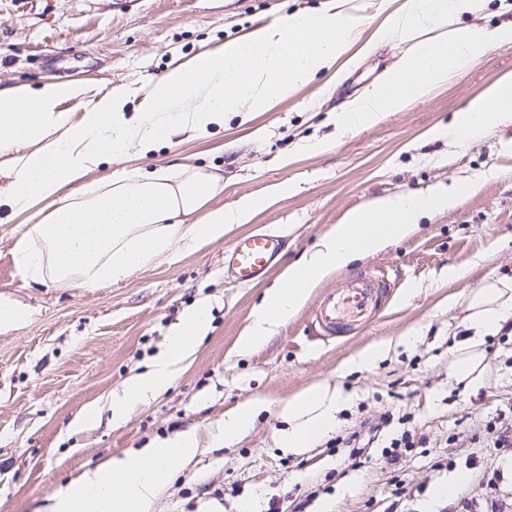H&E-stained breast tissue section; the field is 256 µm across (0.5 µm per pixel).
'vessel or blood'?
<instances>
[{
  "instance_id": "vessel-or-blood-1",
  "label": "vessel or blood",
  "mask_w": 512,
  "mask_h": 512,
  "mask_svg": "<svg viewBox=\"0 0 512 512\" xmlns=\"http://www.w3.org/2000/svg\"><path fill=\"white\" fill-rule=\"evenodd\" d=\"M285 246L275 231L246 235L224 251V274L238 284L249 285L273 269ZM388 283L384 277L360 275L347 286L328 293L316 310V321L325 336H335L339 325L356 321L377 308L379 293Z\"/></svg>"
}]
</instances>
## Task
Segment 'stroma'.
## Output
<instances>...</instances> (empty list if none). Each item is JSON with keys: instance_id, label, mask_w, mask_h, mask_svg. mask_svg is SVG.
<instances>
[{"instance_id": "1", "label": "stroma", "mask_w": 512, "mask_h": 512, "mask_svg": "<svg viewBox=\"0 0 512 512\" xmlns=\"http://www.w3.org/2000/svg\"><path fill=\"white\" fill-rule=\"evenodd\" d=\"M321 0H0V87L90 81L102 90L134 91L202 50L223 46L256 23L279 21ZM411 48L401 43L358 55L340 78L320 75L244 125L230 120L206 139H184L152 155L106 163L63 188L74 195L124 168L152 170L191 157L224 170L216 204L234 207L260 195L266 205L223 240L131 273L116 285L59 288L29 280L12 249L27 232L23 218L0 220V512H46L50 497L82 471L154 441L196 431L201 450L176 466L150 512H431L433 489L456 473L476 496H457L432 512H512V447H497L512 427V331L486 339L473 384L456 380L462 347L473 338V298L512 286V123L471 142L430 138L469 99L512 73V45L493 47L432 98L376 125L337 133L332 113L361 95ZM328 147L315 152L310 143ZM458 183L459 204L420 219L396 244L322 278L302 308L264 345L237 350L263 293L281 275L239 285L224 277V250L237 237L280 232L284 263L312 247L365 202ZM460 277L449 280L448 268ZM364 273L386 274L392 289L372 318L322 340L314 310L325 291ZM211 327L182 373L157 397L113 423L110 402L127 380L165 350L182 316L199 301ZM383 346L376 365L358 371L350 357ZM324 384L344 399L335 432H367L392 423L370 444L369 462L330 451L327 438L301 451L285 448L284 408ZM246 401L261 409L229 444L213 437ZM99 418L70 423L84 409ZM423 436L396 467L379 462L403 429ZM492 489H483L487 477ZM403 492L392 497L393 479Z\"/></svg>"}]
</instances>
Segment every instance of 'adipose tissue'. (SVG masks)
<instances>
[{
	"instance_id": "adipose-tissue-1",
	"label": "adipose tissue",
	"mask_w": 512,
	"mask_h": 512,
	"mask_svg": "<svg viewBox=\"0 0 512 512\" xmlns=\"http://www.w3.org/2000/svg\"><path fill=\"white\" fill-rule=\"evenodd\" d=\"M488 0H382L372 33L346 0L297 10L281 21L258 25L215 50L198 53L152 83L137 112L124 109V91L99 93L90 83H46L38 89H0V209L20 216L45 205L48 212L19 240L16 265L36 282L97 288L125 279L176 251L223 239L260 206L254 197L230 209L214 205L224 189L220 169L183 162L167 172L134 169L104 184H90L71 198L61 190L115 157L146 156L174 136L203 139L229 117L248 122L258 112L308 85L316 76L340 75L359 45L386 47L413 41L406 56L389 67L362 95L335 114L337 130L371 126L385 115L428 99L449 76L469 70L496 45L512 44V0H498L506 21L474 23ZM459 29L437 40L422 32L443 21ZM72 101L77 111L65 110ZM512 122V74L471 98L437 139L464 142ZM459 186L379 198L348 212L311 249L291 263L267 289L241 351L263 343L306 301L324 276L397 243L427 213L454 207ZM472 322L492 336L512 319V294L484 289ZM211 324V307L189 310L165 351L112 399V418L163 390L182 370ZM340 400L326 385L289 401L294 423L283 438L289 448H308L336 426ZM199 438L185 432L139 453L111 457L74 478L52 497L50 512H149L173 465L194 458Z\"/></svg>"
}]
</instances>
